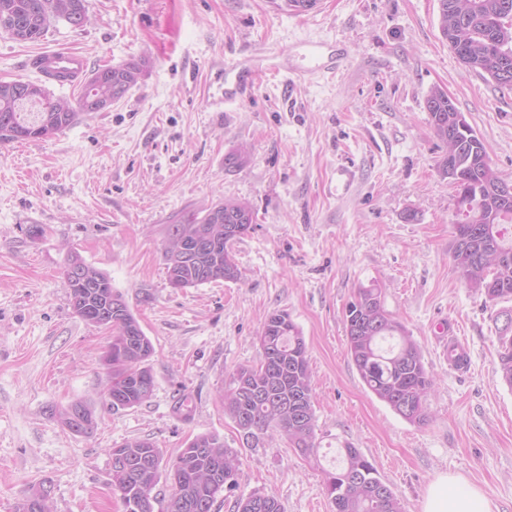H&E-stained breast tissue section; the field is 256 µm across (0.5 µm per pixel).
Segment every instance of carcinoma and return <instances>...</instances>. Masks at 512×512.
Masks as SVG:
<instances>
[{"mask_svg":"<svg viewBox=\"0 0 512 512\" xmlns=\"http://www.w3.org/2000/svg\"><path fill=\"white\" fill-rule=\"evenodd\" d=\"M440 28L458 60L480 69L502 87V73L512 70V25L494 27L493 17H512V0H439ZM317 0H280L293 14L311 10ZM85 0H0V32L20 41L40 40L54 20L84 26ZM143 64L103 66L85 80L76 102L54 99L32 81H0V145L50 138L79 117L102 112L137 84ZM431 125L445 152L438 172L456 193L457 215L451 243L453 271L487 300L512 299V201L498 192L502 179L488 163L482 139L448 94L434 89L426 100ZM255 221L252 207L227 199L179 218L165 245L169 283L197 287L219 280H240L233 246ZM74 312L84 321L112 332V388L122 390L114 409L139 406L154 391L149 358L154 347L123 295L108 275L78 254L63 271ZM500 380L512 389V323L497 328ZM346 352L364 385L396 414L411 423L427 421L426 399L434 380L420 347L385 309L382 290L358 289L345 316ZM256 365L239 367L224 392V411L246 444L280 434L303 455L314 453L315 415L308 351L304 336L285 310L269 314L258 336ZM343 464L326 474V491L335 512H403L400 500L374 464L351 444ZM123 462L111 466V486L123 512H154L151 493L161 475L163 454L148 439H127L114 448ZM224 464V483L233 485L240 461L216 433L196 435L177 450L168 470L172 494L167 512H213L216 465ZM16 512H52L44 485L17 506ZM236 512H284L273 496L253 494L236 503Z\"/></svg>","mask_w":512,"mask_h":512,"instance_id":"carcinoma-1","label":"carcinoma"}]
</instances>
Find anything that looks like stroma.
I'll return each instance as SVG.
<instances>
[{"label":"stroma","instance_id":"obj_1","mask_svg":"<svg viewBox=\"0 0 512 512\" xmlns=\"http://www.w3.org/2000/svg\"><path fill=\"white\" fill-rule=\"evenodd\" d=\"M88 23L58 20L44 38L0 34V81H39V52L82 53L90 69L143 62L123 98L58 135L0 146V512L32 485L53 512H122L109 450L150 439L173 460L194 435L215 432L240 467L214 512L275 496L285 512H335L324 468L352 443L404 512H422L448 474L512 512V389L498 382L497 322L453 272V186L426 110L446 92L512 184V89L465 67L444 38L438 0H319L303 14L271 0H86ZM347 51L336 73L311 72L303 45ZM249 58L247 100L222 104L224 64ZM246 148L238 167L225 157ZM248 202L252 228L233 246L240 282L175 288L163 251L181 215L220 200ZM43 226L31 240L29 225ZM78 253L107 273L154 346L151 398L112 410L102 399L110 333L73 311L63 269ZM418 343L435 385L428 420L407 422L362 383L346 353L344 316L357 288ZM285 310L307 344L316 455L280 436L245 447L222 393L256 363L267 315ZM461 341L457 368L446 348ZM188 396L187 412L176 409ZM81 400L92 436L52 411Z\"/></svg>","mask_w":512,"mask_h":512}]
</instances>
